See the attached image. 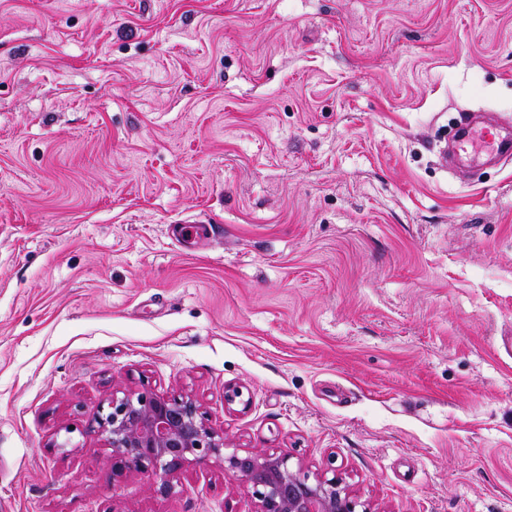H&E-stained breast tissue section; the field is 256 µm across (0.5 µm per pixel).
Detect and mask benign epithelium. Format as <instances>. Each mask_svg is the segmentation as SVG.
<instances>
[{
  "mask_svg": "<svg viewBox=\"0 0 512 512\" xmlns=\"http://www.w3.org/2000/svg\"><path fill=\"white\" fill-rule=\"evenodd\" d=\"M191 398H166L147 389L112 396L94 413L95 431L112 448V478L146 472L169 493L179 472L213 461L225 476L241 481L255 512H356L358 500L339 478L310 479L288 457L253 449L226 452L224 437L198 419Z\"/></svg>",
  "mask_w": 512,
  "mask_h": 512,
  "instance_id": "1",
  "label": "benign epithelium"
}]
</instances>
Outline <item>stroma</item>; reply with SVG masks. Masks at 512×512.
I'll list each match as a JSON object with an SVG mask.
<instances>
[{
	"label": "stroma",
	"instance_id": "35a3bbf8",
	"mask_svg": "<svg viewBox=\"0 0 512 512\" xmlns=\"http://www.w3.org/2000/svg\"><path fill=\"white\" fill-rule=\"evenodd\" d=\"M461 111L512 119V0H0V512H255L113 480L145 387L368 512H512V160L442 169Z\"/></svg>",
	"mask_w": 512,
	"mask_h": 512
}]
</instances>
